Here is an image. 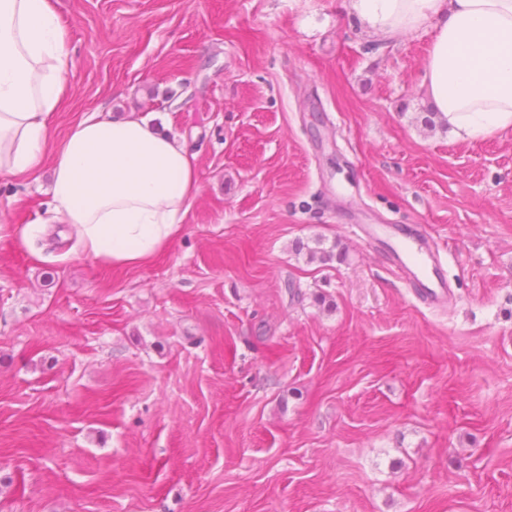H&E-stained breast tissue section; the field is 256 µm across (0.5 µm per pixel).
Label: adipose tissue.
Listing matches in <instances>:
<instances>
[{"instance_id":"1","label":"adipose tissue","mask_w":512,"mask_h":512,"mask_svg":"<svg viewBox=\"0 0 512 512\" xmlns=\"http://www.w3.org/2000/svg\"><path fill=\"white\" fill-rule=\"evenodd\" d=\"M372 32L431 34L423 86L456 140L512 127V0H351ZM72 65L51 0H0V176L39 178L47 121ZM200 191L193 155L151 119L82 120L63 141L50 205L84 252L137 266L180 233Z\"/></svg>"}]
</instances>
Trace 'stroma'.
I'll use <instances>...</instances> for the list:
<instances>
[{
    "label": "stroma",
    "instance_id": "obj_1",
    "mask_svg": "<svg viewBox=\"0 0 512 512\" xmlns=\"http://www.w3.org/2000/svg\"><path fill=\"white\" fill-rule=\"evenodd\" d=\"M53 3L47 168L0 179V512H512V128L424 126L430 33L373 34L349 0ZM131 112L200 191L166 251L107 267L50 168ZM358 224L423 231L455 301Z\"/></svg>",
    "mask_w": 512,
    "mask_h": 512
}]
</instances>
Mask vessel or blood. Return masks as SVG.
<instances>
[{
    "label": "vessel or blood",
    "instance_id": "1",
    "mask_svg": "<svg viewBox=\"0 0 512 512\" xmlns=\"http://www.w3.org/2000/svg\"><path fill=\"white\" fill-rule=\"evenodd\" d=\"M357 232L367 243L388 251V261L399 278L431 304L446 302L451 290L444 268L429 242L416 231L396 239L384 224H360Z\"/></svg>",
    "mask_w": 512,
    "mask_h": 512
}]
</instances>
